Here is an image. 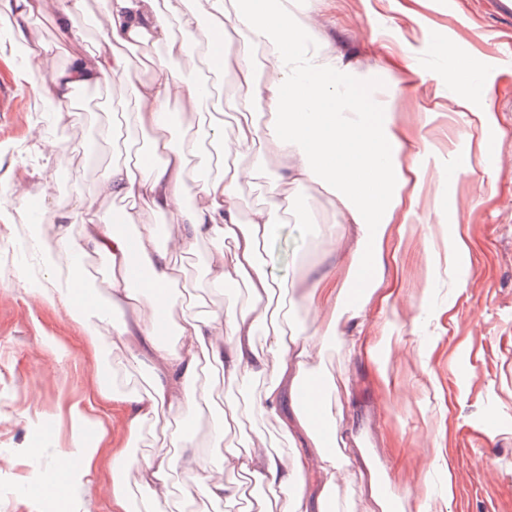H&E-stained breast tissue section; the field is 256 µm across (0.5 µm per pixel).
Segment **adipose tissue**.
<instances>
[{
  "label": "adipose tissue",
  "mask_w": 512,
  "mask_h": 512,
  "mask_svg": "<svg viewBox=\"0 0 512 512\" xmlns=\"http://www.w3.org/2000/svg\"><path fill=\"white\" fill-rule=\"evenodd\" d=\"M83 2L14 0L13 5L23 19L55 7L65 36L76 37ZM291 8V0H107L97 21L101 36L94 52L76 57L50 77L47 92L63 112L79 88L108 80L129 84L136 105L132 126L148 143L149 165L113 162L98 187L103 198L132 202L125 216L135 225V236L99 223L92 203L81 198L62 216L65 222L83 225L81 240H73L64 229L50 243L37 236L32 239L33 257L45 271L90 252L110 260L108 307L81 308L76 317L94 349L137 338L131 357L152 373L154 384L142 396L103 382L99 398L120 406L130 433H138L162 409L199 408L202 396L192 384L206 355L220 364L227 379H266L258 408L277 420L291 443L303 446L288 463L271 450L259 430L249 436L244 449L225 447L239 413L237 402H227L210 432V445L219 451L216 464L205 465L195 444L176 430L138 465L132 464L125 449L112 450L114 474L134 475L136 485L147 491L142 512H165L173 494L172 475L178 469L203 475L206 496L228 510L243 499L242 485L248 482L270 493L259 512H321L345 475L369 499V512H390L378 470L359 438L335 424L326 433L315 428L316 416H331L333 402L323 400L316 414L306 407L304 386L323 355L321 342L266 325L273 282L258 244L276 233L272 214L282 209L284 195L271 196L267 206L253 210L249 219L240 217L238 188L246 172L235 159L263 140L278 156L282 184L318 181L340 202L343 228L336 251L344 259L346 276L340 280L335 271L319 273L308 296L310 305L329 311L327 328L335 330L344 323L360 330L367 306L383 307L391 300L385 244L390 234L404 231L397 212L408 183L401 162L406 145L389 113L372 115L362 94L364 79L348 62L307 37L293 22ZM204 28L217 34L223 45L222 67L236 74L245 95L236 105L244 114L242 121L228 130L219 120L206 131V138L220 144L224 165L198 180L193 167L197 138L174 135L164 114L174 103L184 111L201 112L209 96L201 82H186L167 70L166 60L183 54ZM146 44L162 48L164 55L154 62L153 75L133 77L128 53ZM194 185L203 202L189 208L184 200ZM142 205L176 224L175 238L158 244L154 225L140 221ZM204 238L217 242L206 260L209 282L248 285L249 300L240 309L201 315L176 294L180 271L175 256ZM135 255L152 274L148 286L131 278ZM161 299L167 307L180 309L173 323L177 342L172 346L161 344L155 332ZM112 309L121 311L124 319L110 333H101L98 323ZM263 326L268 329L265 354L255 346ZM396 331L394 323L382 322L374 334L350 337L349 351L365 357L379 379H386L379 352Z\"/></svg>",
  "instance_id": "adipose-tissue-1"
}]
</instances>
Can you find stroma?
Here are the masks:
<instances>
[{"label":"stroma","instance_id":"stroma-1","mask_svg":"<svg viewBox=\"0 0 512 512\" xmlns=\"http://www.w3.org/2000/svg\"><path fill=\"white\" fill-rule=\"evenodd\" d=\"M102 9L103 0H85L82 38L75 42L64 37L53 11L24 21L0 0V19L9 21L0 32V89L10 91L0 98V199L16 201L0 210V512H48L67 473V450L84 445L80 422L95 433L108 428L113 445L128 443L140 462L155 451L162 423L174 422L216 461L208 440L221 397L241 392L253 399L264 384L256 378L244 388L218 385L219 401L179 416L164 412L129 436L125 414L96 402L98 383L105 376L118 389L143 393L152 375L120 346L94 358L72 316L108 299L107 259L95 256L100 275L82 276L64 304L32 298L23 286L33 252L23 246L21 231L32 212L54 233L58 212L82 196L111 223L116 206L97 189L117 152L101 135L111 122L105 110L67 114L64 131L42 124L34 106L45 91L29 85L28 68L9 45L27 38L45 49L49 68L67 67L98 40ZM312 36L361 73L384 72L375 100L410 142L402 160L418 175L407 187L414 205L400 214L405 233L389 242L395 259L387 276L398 293L386 310L371 307L365 315L366 327L388 319L400 328L399 340L383 350L389 385L378 383L370 366L332 336L311 375L349 395L344 424L362 435L377 461L393 512H512V14L501 13L496 0H324ZM435 38L461 46L476 81L489 86L493 127L463 124V87L450 78L457 62L430 54ZM408 63L415 68L410 81L393 85V75ZM262 153L260 166L253 155L240 159L253 171L240 186L241 213L249 215L279 191L304 200V214L280 220L261 259L287 296L289 324L309 336L327 316L305 294L314 268L332 260L326 236L339 222L338 201L317 182L280 187L276 153L267 147ZM463 157L466 174L445 177ZM456 233L470 256L449 271L444 246ZM212 248L208 240L191 248L184 288L208 309L244 304L239 283L207 286L205 258ZM439 435L442 462L433 448ZM111 499L105 448L89 475L70 481L65 503L67 512H108Z\"/></svg>","mask_w":512,"mask_h":512}]
</instances>
